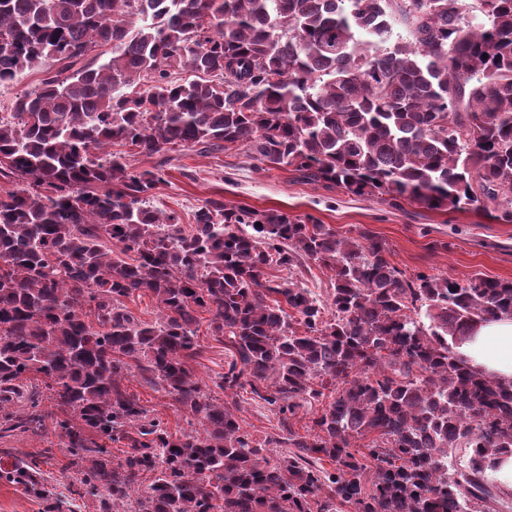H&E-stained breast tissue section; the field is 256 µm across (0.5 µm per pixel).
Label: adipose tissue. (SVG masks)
I'll return each mask as SVG.
<instances>
[{
	"label": "adipose tissue",
	"instance_id": "obj_1",
	"mask_svg": "<svg viewBox=\"0 0 512 512\" xmlns=\"http://www.w3.org/2000/svg\"><path fill=\"white\" fill-rule=\"evenodd\" d=\"M456 351L474 371L512 382V317L501 316L469 327Z\"/></svg>",
	"mask_w": 512,
	"mask_h": 512
}]
</instances>
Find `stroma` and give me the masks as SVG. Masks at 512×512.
Returning a JSON list of instances; mask_svg holds the SVG:
<instances>
[{
	"label": "stroma",
	"mask_w": 512,
	"mask_h": 512,
	"mask_svg": "<svg viewBox=\"0 0 512 512\" xmlns=\"http://www.w3.org/2000/svg\"><path fill=\"white\" fill-rule=\"evenodd\" d=\"M168 163L159 155L136 154L130 162L138 169L164 168V183L156 191L155 206L176 213L191 224L194 212L207 199L221 198L231 205L263 210L275 208L292 217H311L355 236L367 230L382 238L391 261L406 274L445 275L457 280L474 273L512 280V220L500 217L491 203L454 212L427 210L410 202L395 207L381 198L353 195L324 183L299 180L286 168L264 170L248 148L200 154L194 150L169 152ZM129 387L152 415L169 431L181 430L186 421L167 397L131 377ZM236 413L244 430L267 436L279 428V416L271 407L239 397ZM50 448L54 456L42 468L57 494H67L75 480L68 469V453L59 447L52 423H45L39 437L22 434L0 437V450L23 457Z\"/></svg>",
	"instance_id": "1"
}]
</instances>
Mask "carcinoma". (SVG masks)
Listing matches in <instances>:
<instances>
[{"instance_id": "obj_1", "label": "carcinoma", "mask_w": 512, "mask_h": 512, "mask_svg": "<svg viewBox=\"0 0 512 512\" xmlns=\"http://www.w3.org/2000/svg\"><path fill=\"white\" fill-rule=\"evenodd\" d=\"M101 46L107 59L76 66ZM179 68L196 78L170 81ZM33 69L45 78L0 117L1 433L51 420L70 493L95 512H491L512 383L453 345L512 316V281L408 276L367 231L221 199L186 228L153 205L163 165L128 157L246 146L394 207L486 200L511 220L512 0H0V83ZM308 262L334 272L330 299L295 275ZM145 295L152 323L127 307ZM202 313L231 354L208 383L192 367ZM134 373L187 427L148 413ZM246 390L280 434L242 429ZM52 453L0 464V481L62 512L40 467Z\"/></svg>"}]
</instances>
